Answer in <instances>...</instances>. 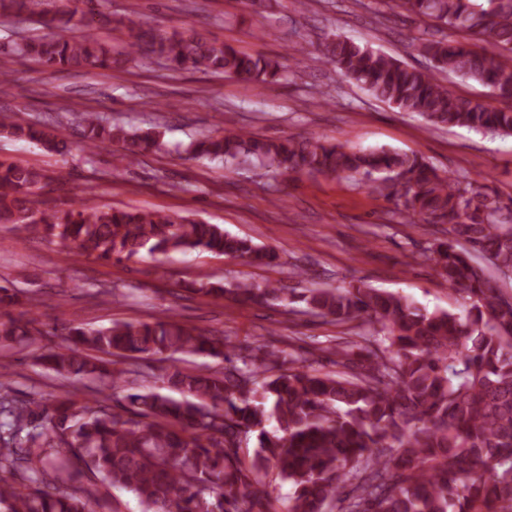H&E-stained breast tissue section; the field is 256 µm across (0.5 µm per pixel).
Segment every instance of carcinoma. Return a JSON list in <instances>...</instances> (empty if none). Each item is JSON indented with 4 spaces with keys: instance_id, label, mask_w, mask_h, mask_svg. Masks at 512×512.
I'll use <instances>...</instances> for the list:
<instances>
[{
    "instance_id": "cac0c4a2",
    "label": "carcinoma",
    "mask_w": 512,
    "mask_h": 512,
    "mask_svg": "<svg viewBox=\"0 0 512 512\" xmlns=\"http://www.w3.org/2000/svg\"><path fill=\"white\" fill-rule=\"evenodd\" d=\"M432 22L412 38L432 63L421 70L392 56L336 39L327 62L372 97L421 117L431 128L512 133V107H495L448 90L436 73L473 80L512 100V0H393ZM29 15L53 29L9 45L3 55L46 68H122L158 57L175 71L276 81L278 59L242 52L195 31H142L115 49L98 34L112 28L101 0L48 8V0H0L1 16ZM466 32L490 49L437 36ZM84 150L118 144L131 164L160 149L157 130L135 132L86 109L78 114ZM0 137L69 154L52 124L0 110ZM193 158L256 161L279 174L343 177L402 201L412 223L441 236L425 249L465 314L429 311L398 293L349 283L305 288L238 281L202 283L191 292L269 306L295 301L347 326L355 338L336 346V371L285 358L264 343L235 347L167 315L105 328L68 327L54 349L41 331L13 317L20 304L0 286V346L20 344L36 363L69 381L59 395L16 401L10 364L0 362V509L94 512L93 486L133 492L145 512H272L263 489L269 469L294 488L287 512H512V294L492 283L512 271V195L450 176L416 154L355 150L313 138H265L227 121L219 135L192 141ZM62 175L0 163V224L16 234L40 230L70 252L105 262L144 253L198 251L275 266L279 255L248 238L178 212L113 208L90 199L68 209L42 200ZM176 354L224 358L222 371L184 368ZM158 356L172 364L159 391L129 392L121 411L77 392L99 381L121 388L125 371L111 358ZM256 434L246 458L241 443Z\"/></svg>"
}]
</instances>
